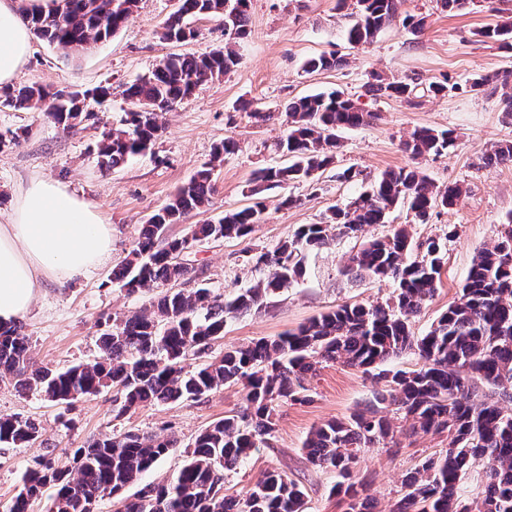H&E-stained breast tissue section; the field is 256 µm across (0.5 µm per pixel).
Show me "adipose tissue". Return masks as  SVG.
<instances>
[{
  "label": "adipose tissue",
  "mask_w": 512,
  "mask_h": 512,
  "mask_svg": "<svg viewBox=\"0 0 512 512\" xmlns=\"http://www.w3.org/2000/svg\"><path fill=\"white\" fill-rule=\"evenodd\" d=\"M56 0H0V87L11 85L29 54L27 15L49 12ZM112 227L90 201L58 181L22 186L0 224V323L29 312L44 282L65 284L105 261Z\"/></svg>",
  "instance_id": "ef3b65f1"
}]
</instances>
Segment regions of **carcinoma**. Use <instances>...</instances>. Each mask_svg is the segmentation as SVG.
Wrapping results in <instances>:
<instances>
[{
  "mask_svg": "<svg viewBox=\"0 0 512 512\" xmlns=\"http://www.w3.org/2000/svg\"><path fill=\"white\" fill-rule=\"evenodd\" d=\"M138 0H57V7L26 17L40 39L77 53L88 44L121 31ZM399 0H356L354 22L346 32L352 46L374 41L398 14ZM252 0H174L160 38L182 43L196 37L189 26L195 17L224 21V45L200 55H171L147 75L125 85L130 105L120 124L102 133L93 149L96 163L108 172L149 151L163 128V114L190 99L196 89L219 80L237 66L236 43L249 35ZM512 51V22L480 32ZM345 63L333 51L308 59V73L334 70ZM512 71L480 76L470 84L478 94L500 83L507 87ZM100 86L65 91L37 83L19 84L0 92V106L15 111L43 112L65 131L91 120L93 105L107 95ZM368 91L407 102L417 88L404 80L368 85ZM288 133L275 149L288 165L254 173L255 195L300 182L313 183L335 162L337 132L375 118L356 108L338 91L289 100L282 109ZM450 130L421 128L401 141L412 158L453 150ZM226 138L213 148L212 162L197 170L161 209L142 225L130 257L112 270V282L127 294L168 286L154 295L150 307L112 321L99 336L100 360L54 371L37 366L29 336L22 326H0V378L11 377L24 392L69 404L98 393L115 392V416L144 404L199 400L226 385L241 387L240 410L201 432L184 451L171 480L147 484L131 496L126 489L139 481L172 449V436L133 431L88 441L73 451L66 464L45 456L33 461L18 493L3 512H32L44 489H53L45 512H96L104 498L117 512H307L303 488L287 476L265 473L245 494L224 493V472L238 469L253 450L266 446L276 431V408L311 401L310 378L322 364H340L361 371L384 389L364 408L345 419L316 427L304 443L307 460L337 471L333 492L346 503L345 512H374L369 488L356 481L354 469L362 448L395 440L392 416H400L412 433L446 435L445 448L426 457L402 481L389 512H512V216L502 224L497 241L473 260L457 302L423 336L411 330V318L433 299L448 254L443 237L413 242L406 226L372 239L352 253L344 273L393 288L383 303L343 304L321 313L295 330L274 338H258L208 355L224 335L227 319L259 311L267 300L291 287L305 273L306 253L342 238L357 239L368 226L385 224L392 209L407 207L416 224H426L437 209L453 208L462 187L441 189L417 167L387 170L357 196L333 206L325 221L302 224L273 249L250 255L269 270L266 279L221 298L210 289H176L170 284L192 279L191 249L204 240H246L265 210L263 201L224 213L194 226L191 235L168 237L169 225L209 205L214 191L213 163L238 151ZM484 163L512 162V142L500 144ZM421 364L411 370L384 368L404 353ZM208 360L189 369V354ZM42 436L40 423L21 415L0 416V444L26 447ZM483 467L486 483L480 499L467 503L461 495L466 471Z\"/></svg>",
  "mask_w": 512,
  "mask_h": 512,
  "instance_id": "obj_1",
  "label": "carcinoma"
}]
</instances>
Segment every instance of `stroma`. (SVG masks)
<instances>
[{"mask_svg":"<svg viewBox=\"0 0 512 512\" xmlns=\"http://www.w3.org/2000/svg\"><path fill=\"white\" fill-rule=\"evenodd\" d=\"M171 9L172 0H139L121 32L76 54L32 39L18 82L70 90L109 86L110 96L98 106L97 120L85 128L67 132L47 116L0 108V132L27 130L18 144L0 153V222L10 214L17 189L32 178L43 177L82 192L112 226L108 259L65 286L45 283L22 319L36 363L62 369L100 357L97 338L105 326L149 304L148 295L127 296L112 281L113 267L128 256L141 225L211 161L214 145L227 137L238 141L239 150L217 163L210 209L188 215L169 226L167 233L189 235L192 225L251 204L254 172L281 162L272 150L273 143L287 132L278 111L291 98L332 88L374 113V120L340 131L336 160L320 175L317 185L304 183L287 191L297 198V205H282V189L265 191L264 214L249 242L220 239L196 244L192 259L197 273L190 285H204L226 296L250 286L263 273L245 264V247H274L299 225L322 222L331 206L360 192L365 180L414 163L400 147L414 129H449L457 137L455 150L415 163L438 186L462 184L458 204L433 214L428 223L414 225L409 224L405 209L396 208L387 223L365 231L366 238H376L406 223L412 236L421 241L442 236L449 225H457L458 235L448 244L439 288L422 313L411 320L413 332L424 335L457 301L473 259L494 245L501 224L512 214V163L482 162L495 145L512 141V116L503 112L500 94L492 87L478 94L462 89L472 78L512 70V53L479 35L482 29L512 19V0H483L476 9L459 13L443 9L439 0H402L399 18L387 24L372 43L355 48L345 40L350 9L339 6L338 0H253L250 33L238 47L239 63L233 72L199 86L190 100L166 112L164 132L150 154L101 172L92 149L102 132L117 125L129 108L121 94L123 83L144 75L170 55L206 52L224 43L223 21L215 17L192 19L197 37L189 43L163 41L159 32ZM406 14L424 17L420 35L403 27L401 18ZM329 51L342 55L344 65L305 72L309 58ZM378 75L402 78L421 88L445 78L461 89L444 97L425 96L411 105L367 94L366 84ZM244 100L273 113V120L258 123L239 111ZM348 167L359 170L361 180H341L340 172ZM353 247V241L343 240L310 254L306 272L293 288L272 297L261 311L227 320L223 345L283 334L344 303L385 301L392 292L390 284L343 274ZM310 384L313 402L278 408L273 440L227 473L225 493H245L263 472L278 471L302 486L309 512H344V503L330 492L337 481L335 472L308 462L303 444L315 427L364 407L381 386L340 364L322 365ZM113 400L112 390L105 388L73 404H57L20 391L11 381H0V415L36 419L44 437L43 443L23 448L0 444V505L16 495L27 465L35 458L49 456L63 462L90 439L129 430L178 439L180 449L143 477L147 483L167 482L183 461V446L236 411L242 396L239 387L230 386L198 401L148 404L120 417L112 411ZM443 445V436L419 433L401 435L393 448L361 450L356 474L370 486L378 512H388L403 476Z\"/></svg>","mask_w":512,"mask_h":512,"instance_id":"1","label":"stroma"}]
</instances>
